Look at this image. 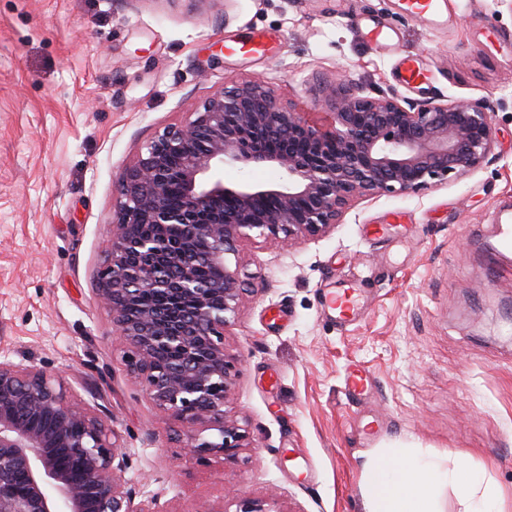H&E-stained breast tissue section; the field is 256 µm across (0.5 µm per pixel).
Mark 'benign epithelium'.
<instances>
[{"label":"benign epithelium","instance_id":"obj_1","mask_svg":"<svg viewBox=\"0 0 512 512\" xmlns=\"http://www.w3.org/2000/svg\"><path fill=\"white\" fill-rule=\"evenodd\" d=\"M325 124L281 102L260 78L214 92L186 124L171 127L119 178L109 222L112 250L99 297L129 371L156 407L185 431V456L221 455L237 465L248 433L231 414L238 358L224 331L245 291L228 258L246 232L288 240L323 236L355 196L415 194L481 166L497 130L484 102H412L395 92L369 96L340 79L318 89ZM272 166L277 184H226L227 167ZM177 183L181 204L167 196ZM202 238L204 253L180 248ZM206 264L214 278L203 280ZM192 300L189 312L160 311L149 295ZM179 352L168 369L154 360ZM78 459L83 480L60 464ZM128 457L98 414L73 403L60 381L0 360V512H161L158 497L135 501L122 473ZM223 512H286L274 495L238 494Z\"/></svg>","mask_w":512,"mask_h":512}]
</instances>
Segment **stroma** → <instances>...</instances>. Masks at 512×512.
<instances>
[{
  "instance_id": "stroma-1",
  "label": "stroma",
  "mask_w": 512,
  "mask_h": 512,
  "mask_svg": "<svg viewBox=\"0 0 512 512\" xmlns=\"http://www.w3.org/2000/svg\"><path fill=\"white\" fill-rule=\"evenodd\" d=\"M442 3L433 22L399 0H0V359L108 414L136 500L221 512L272 489L287 512H362L364 463L402 445L487 468L512 494V273L487 279L491 224L512 210V0ZM340 75L487 102L495 158L416 194L354 199L323 237L242 241L225 344L242 360L231 407L250 461L196 464L97 296L119 175L217 90L256 76L316 120L317 83ZM345 284L366 299L348 326L323 306ZM354 370L364 394L346 387Z\"/></svg>"
}]
</instances>
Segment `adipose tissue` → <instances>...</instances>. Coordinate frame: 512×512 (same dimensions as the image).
Wrapping results in <instances>:
<instances>
[{
    "label": "adipose tissue",
    "mask_w": 512,
    "mask_h": 512,
    "mask_svg": "<svg viewBox=\"0 0 512 512\" xmlns=\"http://www.w3.org/2000/svg\"><path fill=\"white\" fill-rule=\"evenodd\" d=\"M455 488L463 512H512L508 497L486 471L449 466L447 457L414 448H385L365 465L363 512H446L443 493Z\"/></svg>",
    "instance_id": "adipose-tissue-1"
}]
</instances>
